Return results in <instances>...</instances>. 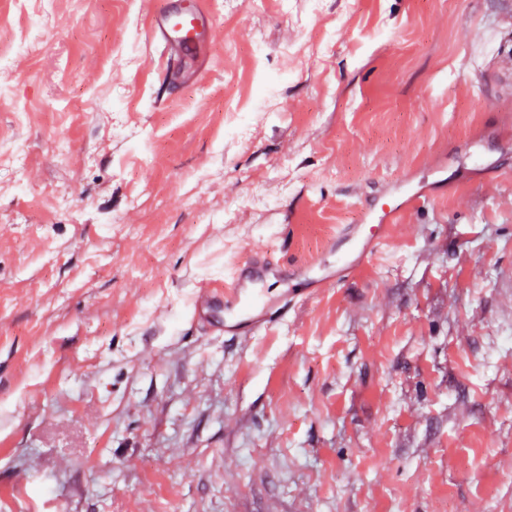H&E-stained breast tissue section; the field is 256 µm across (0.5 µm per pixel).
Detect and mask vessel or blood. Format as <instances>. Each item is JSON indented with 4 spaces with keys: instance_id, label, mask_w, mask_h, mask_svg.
<instances>
[{
    "instance_id": "b4317fda",
    "label": "vessel or blood",
    "mask_w": 512,
    "mask_h": 512,
    "mask_svg": "<svg viewBox=\"0 0 512 512\" xmlns=\"http://www.w3.org/2000/svg\"><path fill=\"white\" fill-rule=\"evenodd\" d=\"M211 16L198 8L174 7L165 0L151 15L149 33L165 52L172 68L166 69V79H188L187 65L199 60L207 46L206 34L211 28ZM347 250L337 252L333 265L336 280L353 275L359 266V257L379 246L380 237L368 234L362 237L346 232L342 235ZM322 259L316 258L288 265L258 251L247 262L233 266L223 279L208 280L198 287L192 303L194 320L210 328L241 333L250 337L267 331L296 297L293 289H284L277 297H270L264 286L269 279L289 281L295 276L317 277L325 271Z\"/></svg>"
}]
</instances>
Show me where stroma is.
<instances>
[{"label": "stroma", "instance_id": "35a3bbf8", "mask_svg": "<svg viewBox=\"0 0 512 512\" xmlns=\"http://www.w3.org/2000/svg\"><path fill=\"white\" fill-rule=\"evenodd\" d=\"M0 0V512H512V0ZM404 211L249 340L192 295ZM154 1H149L148 14L151 15L149 33L151 38L164 49L167 61H176V68L167 67L165 78L181 81L190 78L187 70L189 62L197 61L206 51L207 31L212 27L211 16L203 12L198 4L175 8L170 2L153 11ZM422 195L420 192L416 191L413 187L408 185L404 196L403 203L397 205L395 207H390L389 209H383L382 212L376 211L374 208L367 206L365 207V216L367 224H378L373 226L374 230L382 231L384 225L393 223L398 214L401 211L402 205H410L415 204L420 201Z\"/></svg>", "mask_w": 512, "mask_h": 512}]
</instances>
